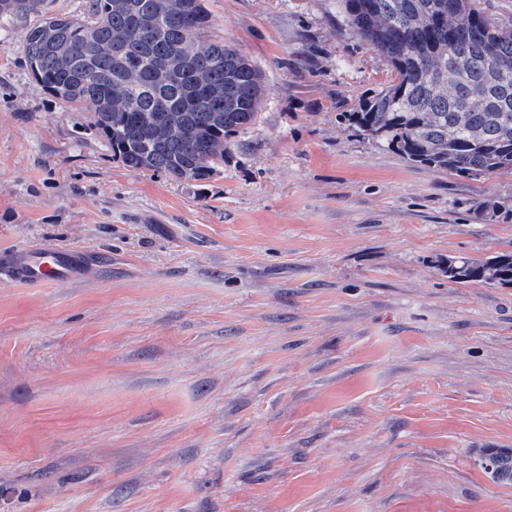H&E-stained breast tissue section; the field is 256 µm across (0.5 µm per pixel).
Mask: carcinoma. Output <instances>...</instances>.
I'll use <instances>...</instances> for the list:
<instances>
[{
    "instance_id": "cac0c4a2",
    "label": "carcinoma",
    "mask_w": 512,
    "mask_h": 512,
    "mask_svg": "<svg viewBox=\"0 0 512 512\" xmlns=\"http://www.w3.org/2000/svg\"><path fill=\"white\" fill-rule=\"evenodd\" d=\"M38 0H0V16ZM346 25L383 53L391 83L339 118L406 162L473 180L512 173V28L479 0H342ZM202 0H90L85 16L47 18L25 35L34 76L74 107L89 103L113 156L180 181L224 167L230 138L255 125L268 88L232 44L206 42ZM490 222L512 203L487 200ZM448 281L512 285V252L450 257ZM482 468L512 484V448Z\"/></svg>"
}]
</instances>
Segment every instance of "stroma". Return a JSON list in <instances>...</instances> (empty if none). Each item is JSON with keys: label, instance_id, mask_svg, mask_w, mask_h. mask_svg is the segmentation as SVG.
<instances>
[{"label": "stroma", "instance_id": "stroma-1", "mask_svg": "<svg viewBox=\"0 0 512 512\" xmlns=\"http://www.w3.org/2000/svg\"><path fill=\"white\" fill-rule=\"evenodd\" d=\"M0 16V251L89 277L0 282V512H512V175L436 173L339 122L392 78L340 0H204L264 71L256 124L198 183L127 168L33 76ZM479 213L490 222L512 220V203L507 201L487 200L480 204ZM86 274L83 252L52 245L0 252V279L25 288L75 282ZM442 268L453 283L512 285V252L485 258L448 257ZM482 468L502 484H512V448H487L479 455Z\"/></svg>", "mask_w": 512, "mask_h": 512}]
</instances>
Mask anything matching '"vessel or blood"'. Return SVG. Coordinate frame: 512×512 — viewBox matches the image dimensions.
Returning <instances> with one entry per match:
<instances>
[{"label":"vessel or blood","instance_id":"1","mask_svg":"<svg viewBox=\"0 0 512 512\" xmlns=\"http://www.w3.org/2000/svg\"><path fill=\"white\" fill-rule=\"evenodd\" d=\"M86 267L82 250L52 245L0 252V280L25 287L43 288L82 279Z\"/></svg>","mask_w":512,"mask_h":512}]
</instances>
